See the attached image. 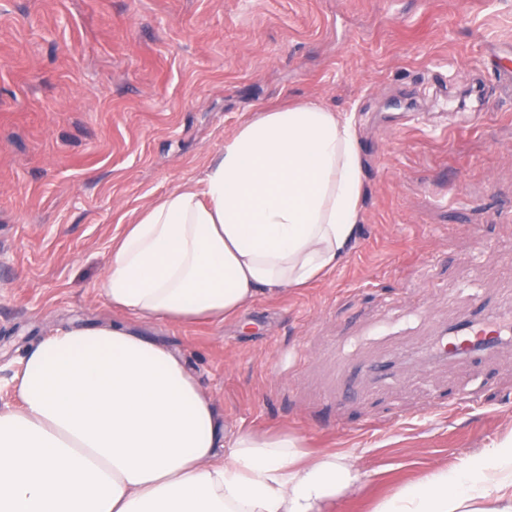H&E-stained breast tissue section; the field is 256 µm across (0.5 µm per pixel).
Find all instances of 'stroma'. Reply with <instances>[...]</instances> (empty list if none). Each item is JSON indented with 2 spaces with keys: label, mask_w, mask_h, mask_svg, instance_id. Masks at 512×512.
<instances>
[{
  "label": "stroma",
  "mask_w": 512,
  "mask_h": 512,
  "mask_svg": "<svg viewBox=\"0 0 512 512\" xmlns=\"http://www.w3.org/2000/svg\"><path fill=\"white\" fill-rule=\"evenodd\" d=\"M498 57L512 0H0V408L20 403L29 347L113 322L179 353L230 428L349 455L359 480L331 512L479 457L512 432V344L424 357L476 298L512 308ZM304 100L358 126L362 221L341 263L221 323L112 308L101 273L126 224L240 123Z\"/></svg>",
  "instance_id": "1"
}]
</instances>
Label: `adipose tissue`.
Instances as JSON below:
<instances>
[{
    "instance_id": "ef3b65f1",
    "label": "adipose tissue",
    "mask_w": 512,
    "mask_h": 512,
    "mask_svg": "<svg viewBox=\"0 0 512 512\" xmlns=\"http://www.w3.org/2000/svg\"><path fill=\"white\" fill-rule=\"evenodd\" d=\"M352 115L266 108L224 138L196 184L114 240L100 288L142 319L223 322L258 295L334 269L362 220ZM0 410V512H325L357 480L347 455L298 437L225 435L182 357L129 327L73 326L28 350ZM372 512H512V434Z\"/></svg>"
}]
</instances>
